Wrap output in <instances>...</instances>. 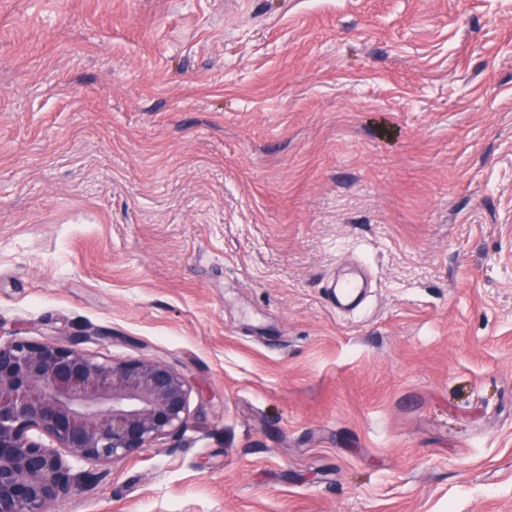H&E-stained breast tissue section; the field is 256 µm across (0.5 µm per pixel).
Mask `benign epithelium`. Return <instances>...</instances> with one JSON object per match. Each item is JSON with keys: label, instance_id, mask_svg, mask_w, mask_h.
<instances>
[{"label": "benign epithelium", "instance_id": "benign-epithelium-1", "mask_svg": "<svg viewBox=\"0 0 512 512\" xmlns=\"http://www.w3.org/2000/svg\"><path fill=\"white\" fill-rule=\"evenodd\" d=\"M191 386L165 360L100 358L16 333L0 341V512H49L75 461L116 464L179 433Z\"/></svg>", "mask_w": 512, "mask_h": 512}]
</instances>
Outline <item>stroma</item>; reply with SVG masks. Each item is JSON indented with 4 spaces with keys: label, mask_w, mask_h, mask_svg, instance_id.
<instances>
[{
    "label": "stroma",
    "mask_w": 512,
    "mask_h": 512,
    "mask_svg": "<svg viewBox=\"0 0 512 512\" xmlns=\"http://www.w3.org/2000/svg\"><path fill=\"white\" fill-rule=\"evenodd\" d=\"M0 332L191 382L51 512H512V0H0ZM362 285L357 278V271L338 279L330 290L329 295L337 307H347L353 304L361 292Z\"/></svg>",
    "instance_id": "stroma-1"
}]
</instances>
